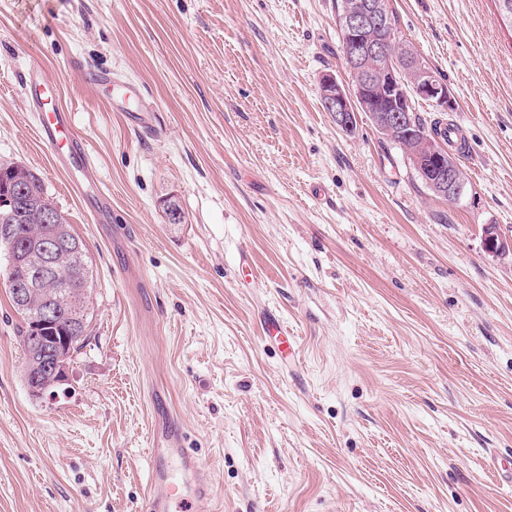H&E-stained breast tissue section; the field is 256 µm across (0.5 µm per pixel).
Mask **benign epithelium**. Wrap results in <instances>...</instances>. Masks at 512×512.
<instances>
[{
    "instance_id": "obj_1",
    "label": "benign epithelium",
    "mask_w": 512,
    "mask_h": 512,
    "mask_svg": "<svg viewBox=\"0 0 512 512\" xmlns=\"http://www.w3.org/2000/svg\"><path fill=\"white\" fill-rule=\"evenodd\" d=\"M388 0H342L336 13V29L346 50V78L325 73L319 80L325 110L336 127L353 132L359 115L367 113L374 121L377 134L391 139L397 128L412 123L413 102L425 100L441 112H453L456 98L448 83L425 66L405 40L393 33ZM418 173L425 174L435 195L453 199L463 182L464 171L448 148L428 134L421 135L411 154ZM55 230L33 238L18 249L10 232L0 229L8 243V284L21 307L30 306L39 293V284L64 272L71 257L80 250L56 211L43 208ZM485 251L494 256L512 252L509 239L490 224L484 230ZM61 297L49 293L38 301L32 314V340L39 343L38 333L49 326L58 314L56 303ZM66 344L55 348L32 349L25 370V385L32 396L48 400L58 397L57 388L68 384L70 364Z\"/></svg>"
}]
</instances>
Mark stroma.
<instances>
[{
  "label": "stroma",
  "mask_w": 512,
  "mask_h": 512,
  "mask_svg": "<svg viewBox=\"0 0 512 512\" xmlns=\"http://www.w3.org/2000/svg\"><path fill=\"white\" fill-rule=\"evenodd\" d=\"M390 6L455 94L458 201L323 109L320 76L344 73L331 0H0V162L43 179L92 270L89 342L54 401L25 386L0 284V512H136L175 420L216 512H512L486 464L512 452V255L482 242L512 228V34L493 0ZM77 59L139 92L151 130ZM35 66L106 217L38 137ZM73 66L80 80L91 89L104 83H112V75L97 70L83 61H74ZM484 248L488 254L493 256L512 252V238L508 239L498 227L490 224L484 230Z\"/></svg>",
  "instance_id": "stroma-1"
}]
</instances>
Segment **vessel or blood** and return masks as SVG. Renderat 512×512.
I'll list each match as a JSON object with an SVG mask.
<instances>
[{
  "instance_id": "1",
  "label": "vessel or blood",
  "mask_w": 512,
  "mask_h": 512,
  "mask_svg": "<svg viewBox=\"0 0 512 512\" xmlns=\"http://www.w3.org/2000/svg\"><path fill=\"white\" fill-rule=\"evenodd\" d=\"M25 95L31 111L40 113L38 135L54 152L57 163L71 175L70 188L85 194V177L91 176L86 139L73 127L69 112L47 111L49 87L39 69H32L26 81ZM157 466L144 499L142 512H213L214 495L211 474L182 444L180 428H173L166 446H152ZM184 478L190 488L187 496L177 497L176 480ZM181 503V510H174V503Z\"/></svg>"
}]
</instances>
